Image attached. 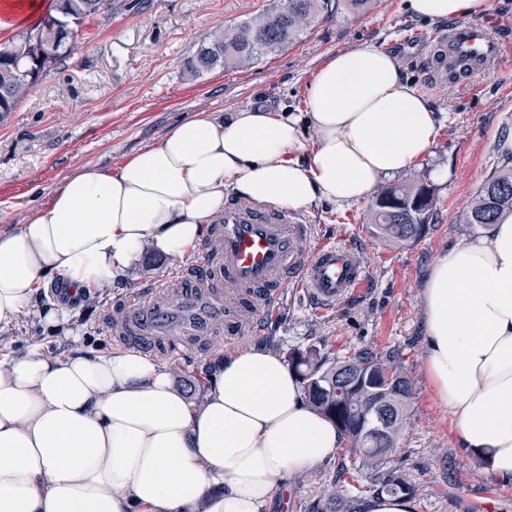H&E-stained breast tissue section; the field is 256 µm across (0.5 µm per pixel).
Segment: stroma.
Instances as JSON below:
<instances>
[{
  "label": "stroma",
  "instance_id": "obj_1",
  "mask_svg": "<svg viewBox=\"0 0 512 512\" xmlns=\"http://www.w3.org/2000/svg\"><path fill=\"white\" fill-rule=\"evenodd\" d=\"M270 0H112L105 15L79 29L72 53L0 124V233L23 224L28 212L85 164L117 167L142 148L158 144L178 122L200 111L233 112L253 103L274 110L304 109L318 69L336 53L365 45L396 54L404 79L429 100L440 129L427 154L410 168L381 179V186L419 179L435 205L426 235L399 248L368 228L371 201L337 208L320 203L296 215L313 246L352 245L361 285L336 304L317 310L301 290L284 289L263 316L265 330L227 342L218 334L205 345L161 356L174 392L191 405L202 398L205 376L224 354L253 347L283 359L311 347L338 357L366 347L397 351L414 388L394 472L421 486L414 512H512V480L489 475L466 453L452 415L435 398L425 371L421 291L428 269L449 247L481 236V224L464 223L478 188L512 151V60L492 61L467 84L448 83L428 71L431 37L448 21L418 18L406 0H378L364 15L346 11L318 19L304 39L244 69L195 73L189 67L203 41L266 11ZM200 253L172 256L145 249L123 282L101 292L95 305L77 300L70 328L93 349L121 350L112 319L152 277L198 272ZM68 349L61 333L33 312L22 311L0 330V359L27 344ZM339 456L310 469V481L276 491L268 512H328L324 490L338 474Z\"/></svg>",
  "mask_w": 512,
  "mask_h": 512
}]
</instances>
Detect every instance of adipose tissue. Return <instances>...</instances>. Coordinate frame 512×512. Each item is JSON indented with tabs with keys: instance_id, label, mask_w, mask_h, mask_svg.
Here are the masks:
<instances>
[{
	"instance_id": "obj_1",
	"label": "adipose tissue",
	"mask_w": 512,
	"mask_h": 512,
	"mask_svg": "<svg viewBox=\"0 0 512 512\" xmlns=\"http://www.w3.org/2000/svg\"><path fill=\"white\" fill-rule=\"evenodd\" d=\"M407 6L445 20L485 0ZM438 126L395 55L375 46L329 59L305 109L195 113L116 170L80 168L0 235V328L27 309L63 330L68 310L43 305L42 290L59 279L80 292L112 287L147 247L193 253L229 197L297 211L363 202L428 151ZM421 304L436 398L462 448L512 479V216L442 253ZM345 444L264 348L216 362L196 406L135 351L76 340L63 358L35 344L0 360V512H265L283 480Z\"/></svg>"
}]
</instances>
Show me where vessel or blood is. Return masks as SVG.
<instances>
[{
  "label": "vessel or blood",
  "instance_id": "obj_1",
  "mask_svg": "<svg viewBox=\"0 0 512 512\" xmlns=\"http://www.w3.org/2000/svg\"><path fill=\"white\" fill-rule=\"evenodd\" d=\"M507 52L504 42L476 20L439 34L432 62L449 80L464 81ZM360 280L352 248H311L308 225L288 212L230 203L215 219L201 272L186 282L150 279L125 307L119 334L154 355L165 354L174 341L199 344L218 331L231 340L257 331L285 288L301 289L312 304L324 307Z\"/></svg>",
  "mask_w": 512,
  "mask_h": 512
}]
</instances>
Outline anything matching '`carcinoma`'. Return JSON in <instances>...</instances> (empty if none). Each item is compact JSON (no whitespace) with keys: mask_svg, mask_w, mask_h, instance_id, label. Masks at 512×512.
<instances>
[{"mask_svg":"<svg viewBox=\"0 0 512 512\" xmlns=\"http://www.w3.org/2000/svg\"><path fill=\"white\" fill-rule=\"evenodd\" d=\"M110 0H54L53 12L27 31L0 41V122L73 48L78 29L105 13ZM339 0H283L270 10L212 35L191 68H244L300 41ZM434 206L431 186L421 180L385 187L371 209V234L393 244L424 237ZM512 214V164L488 178L464 217L466 224H493ZM292 366L308 404L331 420L348 442L345 454L358 470L378 471L396 454L404 431L413 384L398 357L356 351L325 366L310 349L297 352ZM329 512H349L348 497L335 482L327 485ZM377 493L415 496L419 487L390 471L379 476Z\"/></svg>","mask_w":512,"mask_h":512,"instance_id":"obj_1","label":"carcinoma"}]
</instances>
